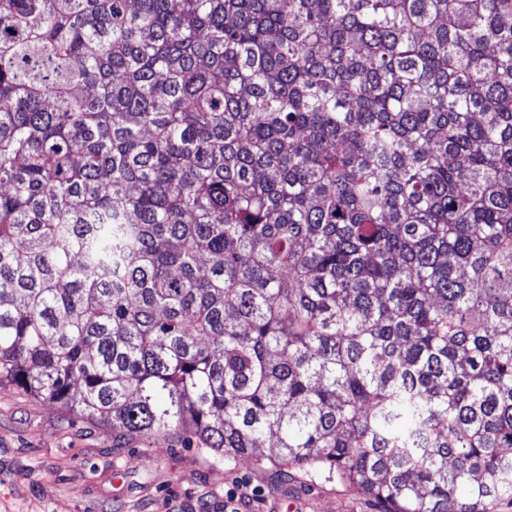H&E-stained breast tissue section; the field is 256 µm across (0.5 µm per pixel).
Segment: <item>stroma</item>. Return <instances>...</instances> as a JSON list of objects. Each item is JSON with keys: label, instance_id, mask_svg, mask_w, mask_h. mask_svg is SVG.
Returning a JSON list of instances; mask_svg holds the SVG:
<instances>
[{"label": "stroma", "instance_id": "35a3bbf8", "mask_svg": "<svg viewBox=\"0 0 512 512\" xmlns=\"http://www.w3.org/2000/svg\"><path fill=\"white\" fill-rule=\"evenodd\" d=\"M242 486L293 498L295 512H378L326 470L214 464L171 437L120 444L106 422L0 387V512H224L225 493Z\"/></svg>", "mask_w": 512, "mask_h": 512}]
</instances>
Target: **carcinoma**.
Segmentation results:
<instances>
[{"mask_svg":"<svg viewBox=\"0 0 512 512\" xmlns=\"http://www.w3.org/2000/svg\"><path fill=\"white\" fill-rule=\"evenodd\" d=\"M2 382L512 501V0H0Z\"/></svg>","mask_w":512,"mask_h":512,"instance_id":"cac0c4a2","label":"carcinoma"}]
</instances>
